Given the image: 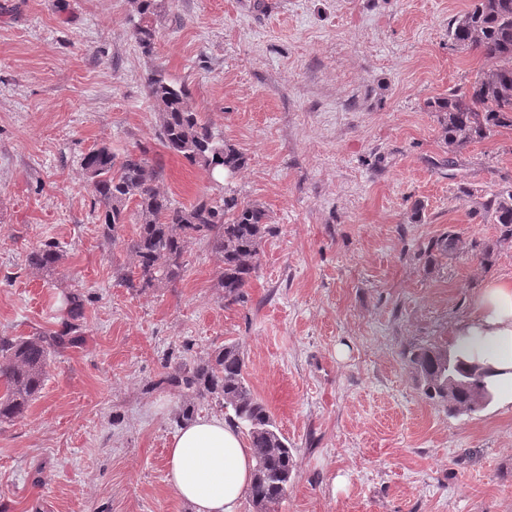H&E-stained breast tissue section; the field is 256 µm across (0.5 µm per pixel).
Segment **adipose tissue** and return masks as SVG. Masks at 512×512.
I'll list each match as a JSON object with an SVG mask.
<instances>
[{
  "label": "adipose tissue",
  "mask_w": 512,
  "mask_h": 512,
  "mask_svg": "<svg viewBox=\"0 0 512 512\" xmlns=\"http://www.w3.org/2000/svg\"><path fill=\"white\" fill-rule=\"evenodd\" d=\"M453 336L462 357L488 369L499 407L512 408V280L485 283ZM254 467L250 442L215 416L183 421L166 454L167 481L192 512H240Z\"/></svg>",
  "instance_id": "obj_1"
}]
</instances>
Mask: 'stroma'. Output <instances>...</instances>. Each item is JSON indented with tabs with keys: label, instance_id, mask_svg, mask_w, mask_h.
I'll list each match as a JSON object with an SVG mask.
<instances>
[{
	"label": "stroma",
	"instance_id": "obj_1",
	"mask_svg": "<svg viewBox=\"0 0 512 512\" xmlns=\"http://www.w3.org/2000/svg\"><path fill=\"white\" fill-rule=\"evenodd\" d=\"M472 3L158 0L147 55L129 0H0V336L56 330L66 292L88 300L84 343L0 423V512H191L166 448L183 406L225 410L161 378L227 343L298 462L278 512H512V409L451 417L403 359L451 342L484 281L512 280V239L478 212L512 192V127L452 154L425 107L482 65L448 37ZM158 66L245 155L223 187L158 141ZM104 145L147 148L181 205L224 191L267 208L243 302L225 305L203 240L182 281L124 286L135 226L102 238L81 166ZM449 231L463 249L425 265ZM47 241L63 259L32 272Z\"/></svg>",
	"mask_w": 512,
	"mask_h": 512
}]
</instances>
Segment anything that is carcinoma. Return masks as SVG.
I'll use <instances>...</instances> for the list:
<instances>
[{
	"label": "carcinoma",
	"mask_w": 512,
	"mask_h": 512,
	"mask_svg": "<svg viewBox=\"0 0 512 512\" xmlns=\"http://www.w3.org/2000/svg\"><path fill=\"white\" fill-rule=\"evenodd\" d=\"M137 22L132 34L143 52L150 54L158 38L154 25L156 0H131ZM454 46L474 50L483 66L471 87L450 91L426 102L436 113L441 139L454 151L483 139L498 127H512V0H475L473 8L457 17L449 28ZM158 118V136L170 152L210 177L235 174L246 158L215 136L182 85L170 81L163 70L146 80ZM82 168L92 187L97 221L103 237L116 240L128 223V203L135 202L137 231L126 243L133 271L123 282L146 291L174 284L187 271V244L204 240L221 261L218 286L224 303L243 301L245 288L256 277L262 243L273 235L266 209L234 196L202 198L186 207L157 188L160 169L146 150H131L122 158L103 146L88 152ZM486 208L494 223L512 237V193L491 200ZM462 240L450 231L428 247L427 259L446 257L461 248ZM62 259L58 246L46 242L27 255L28 268L50 272ZM66 317L59 328L32 336H0V422L22 417L42 390L46 367L53 356L78 344L85 320V298L64 294ZM426 399L448 409V415L473 414L493 399L489 372L469 364L446 345L427 343L403 354ZM164 382L224 406L228 420L247 432L256 451L254 481L248 496L255 512H276L285 499L297 460L266 405L246 381L245 355L237 344H227L193 364L180 363Z\"/></svg>",
	"instance_id": "obj_1"
}]
</instances>
